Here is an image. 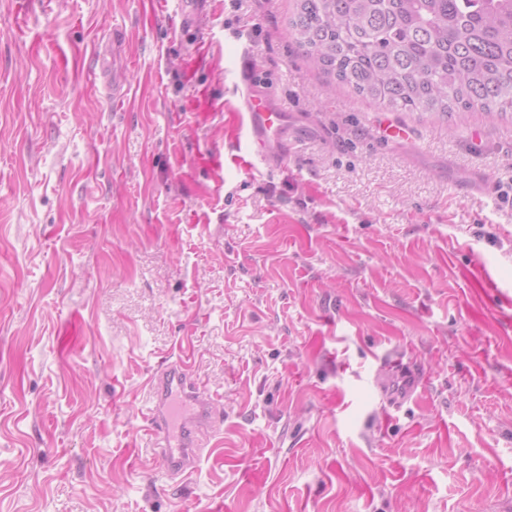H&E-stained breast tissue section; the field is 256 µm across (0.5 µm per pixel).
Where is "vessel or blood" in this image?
Instances as JSON below:
<instances>
[{
	"instance_id": "b4317fda",
	"label": "vessel or blood",
	"mask_w": 512,
	"mask_h": 512,
	"mask_svg": "<svg viewBox=\"0 0 512 512\" xmlns=\"http://www.w3.org/2000/svg\"><path fill=\"white\" fill-rule=\"evenodd\" d=\"M250 143L266 163L277 160V150L291 133L282 104L262 90L248 89L243 98ZM155 405L144 432L154 450L155 464L169 477L180 478L201 462L206 444L202 431L219 421L215 398L194 375L189 356L183 355L150 378Z\"/></svg>"
}]
</instances>
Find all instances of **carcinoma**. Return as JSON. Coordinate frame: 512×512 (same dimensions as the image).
<instances>
[{
  "mask_svg": "<svg viewBox=\"0 0 512 512\" xmlns=\"http://www.w3.org/2000/svg\"><path fill=\"white\" fill-rule=\"evenodd\" d=\"M288 35L329 80L391 110L512 108V0H294Z\"/></svg>",
  "mask_w": 512,
  "mask_h": 512,
  "instance_id": "carcinoma-1",
  "label": "carcinoma"
}]
</instances>
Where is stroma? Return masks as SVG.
Instances as JSON below:
<instances>
[{"instance_id": "35a3bbf8", "label": "stroma", "mask_w": 512, "mask_h": 512, "mask_svg": "<svg viewBox=\"0 0 512 512\" xmlns=\"http://www.w3.org/2000/svg\"><path fill=\"white\" fill-rule=\"evenodd\" d=\"M293 7L0 0V512L512 504V112L328 86ZM249 69L298 131L272 171ZM187 340L224 444L172 482L143 426Z\"/></svg>"}]
</instances>
